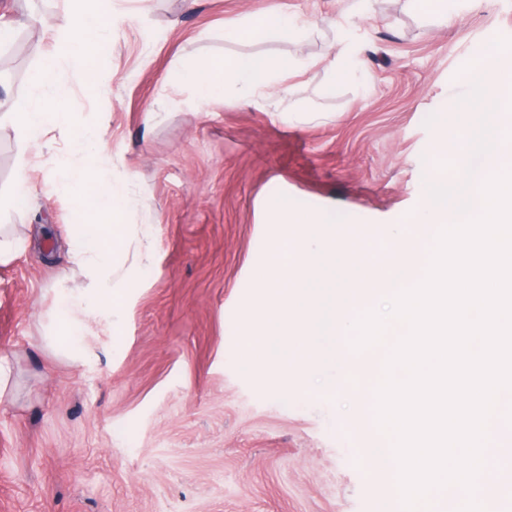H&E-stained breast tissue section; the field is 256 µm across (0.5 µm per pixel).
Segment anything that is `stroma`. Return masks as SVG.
Wrapping results in <instances>:
<instances>
[{
  "label": "stroma",
  "mask_w": 512,
  "mask_h": 512,
  "mask_svg": "<svg viewBox=\"0 0 512 512\" xmlns=\"http://www.w3.org/2000/svg\"><path fill=\"white\" fill-rule=\"evenodd\" d=\"M296 29L239 41L224 28L278 0H112L105 80L86 88L69 67L77 122L101 125L112 177L153 225L154 263L122 288L116 333L87 337L82 360L50 341L62 326L56 290L89 291L71 257L82 223L56 163L74 158L71 130L28 146L0 111V512H380L391 485L362 449L389 444L347 418L348 397L283 389L240 348L261 292L275 226L296 215L378 226L421 211L444 121H456L469 70L497 37L512 38V0H287ZM67 0H0V27L22 41L0 101H24ZM302 61L263 96L198 103L178 73L201 57ZM153 120H146V113ZM31 192L13 200L18 168Z\"/></svg>",
  "instance_id": "stroma-1"
}]
</instances>
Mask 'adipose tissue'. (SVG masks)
Instances as JSON below:
<instances>
[{
    "instance_id": "1",
    "label": "adipose tissue",
    "mask_w": 512,
    "mask_h": 512,
    "mask_svg": "<svg viewBox=\"0 0 512 512\" xmlns=\"http://www.w3.org/2000/svg\"><path fill=\"white\" fill-rule=\"evenodd\" d=\"M295 66V61L287 58L275 64L256 57L200 58L181 72L180 79L195 90L200 101L208 102L223 98L229 90L246 95L265 94L273 73H285Z\"/></svg>"
}]
</instances>
